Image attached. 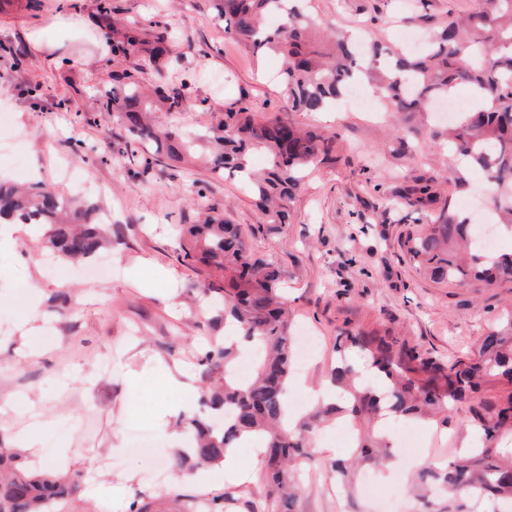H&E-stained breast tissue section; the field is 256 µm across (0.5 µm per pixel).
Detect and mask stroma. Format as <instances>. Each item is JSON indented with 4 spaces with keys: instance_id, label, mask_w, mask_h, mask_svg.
Masks as SVG:
<instances>
[{
    "instance_id": "obj_1",
    "label": "stroma",
    "mask_w": 512,
    "mask_h": 512,
    "mask_svg": "<svg viewBox=\"0 0 512 512\" xmlns=\"http://www.w3.org/2000/svg\"><path fill=\"white\" fill-rule=\"evenodd\" d=\"M116 18L168 28L178 45L167 77L187 80L191 106L173 115L187 132L217 124L225 104L237 102L258 113L289 110L280 79L279 56L253 55L225 38L208 0H85L76 29L98 28L99 4ZM483 0H312L327 34L361 32L370 42L409 50L402 34L432 39L449 18L479 9ZM53 0H0V110L9 130L0 135V180H39L73 195L60 175L70 168L89 186L83 200L112 215V244L100 259L112 276L89 280L82 265L56 259L46 271L45 249L29 225H9L12 243L0 248V448L27 435L37 450L31 462L44 466L61 451L91 460L100 481L129 479L130 496L98 500L76 490L62 512H129L131 501L162 500L175 512L176 496L231 492L228 512H265L267 490L253 449L237 451V468L201 484L182 483L172 467L170 435L181 417L169 413L168 368H182L194 387L193 414L205 413L202 397L215 374L200 365L202 349L222 338L212 328L202 288L204 268L182 260L181 225L195 223L200 206L224 213L241 225L257 256L288 275L294 332L308 331L317 344L307 369H294L291 397L303 388H323L336 361L341 329L388 330L432 356L453 359L470 352L494 318L512 310V281L480 291L443 286L408 262L400 238L413 225L390 200L405 181L449 173L456 162L429 132L400 143L396 117L363 112L349 102L335 111L292 114L303 129L332 141L327 156L311 168L292 204L291 223L279 230L265 224L252 197L232 179L207 180L200 169L153 163L147 173L114 154L123 128L103 113L99 90L111 85L110 54L100 43L63 35L58 49L35 51L31 32L49 14ZM40 85L38 96L28 89ZM453 188L451 210L479 223L491 203L486 178L465 169ZM207 182L203 202L185 186ZM104 183L105 193L93 192ZM39 300V329L19 328L30 292ZM141 378L137 390L128 375ZM466 408L454 411L438 436L419 424L415 459L447 461L448 451L474 437ZM147 432L158 445L147 468L130 453L134 434ZM325 431L312 437L315 464L306 466L305 487L293 512H337L332 480L322 471L344 448L325 447Z\"/></svg>"
}]
</instances>
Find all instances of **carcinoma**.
I'll return each instance as SVG.
<instances>
[{
  "label": "carcinoma",
  "instance_id": "carcinoma-1",
  "mask_svg": "<svg viewBox=\"0 0 512 512\" xmlns=\"http://www.w3.org/2000/svg\"><path fill=\"white\" fill-rule=\"evenodd\" d=\"M224 36L256 54L282 56V80L293 112H325L336 106L349 87L360 80L371 84L391 112L430 110L447 100L459 86L478 95L483 105L467 108L461 120L444 132L446 148L459 159L478 166L486 175L500 227L512 228V0H485V7L459 21L452 20L418 56L377 46L361 59L345 40L318 36L311 0H211ZM102 22L112 29V59L136 56L134 71L113 73L112 85L102 91V110L129 134L118 154L129 162L151 167V160L187 163L199 143L207 150L205 166L212 179L228 175L249 190L265 223L282 225L308 168L329 150V139L299 130L278 113L257 116L231 103L210 135L188 137L178 125L162 126L152 117L160 110L189 108L187 83L155 89L156 100L144 94L140 74L162 76L169 62L171 37L166 31L114 28L111 8L99 7ZM279 16L282 23L263 28ZM267 157L264 173L256 174L252 154ZM458 176L439 180L418 177L395 195L394 205L421 215L426 222L409 231L402 247L415 266L437 284L490 288L512 280V254L476 252L461 263L455 252L470 244L471 224L449 208V191ZM99 208L59 193L42 182L25 189L0 184V221L44 226L47 244L67 259L89 260L112 237V225L98 223ZM188 247L184 258L198 259L224 284L209 282L206 299L221 305L220 320L232 322L260 357L247 378L234 375L237 345L211 343L201 361L210 371L224 370L204 404L224 416V428L207 416L187 419L192 435L190 470L208 468L224 458L233 444L253 435L264 438L261 476L268 485L269 512H284L302 489L301 464L313 459L310 436L325 421L342 419L359 426L351 458L334 459L324 468L336 482L352 491L355 468H383L394 460L392 448L378 425L394 415L406 421L448 425V415L461 403L469 405L471 426L480 436L474 448L456 450L444 465L418 468L416 483L439 485L447 493L443 505L425 493L417 495L421 512H460L470 501H512V316L485 336L472 355L440 362L394 336L377 332L354 334L345 329L336 337L337 365L330 381L340 402L318 406L299 420L288 410L292 336L283 274L272 262L254 257L239 225L221 214L205 213L197 224L182 229ZM353 350L365 354L377 386L353 364ZM503 385L493 395L484 386ZM82 479L79 473L50 475L25 468L15 453L0 452V512H54Z\"/></svg>",
  "mask_w": 512,
  "mask_h": 512
}]
</instances>
